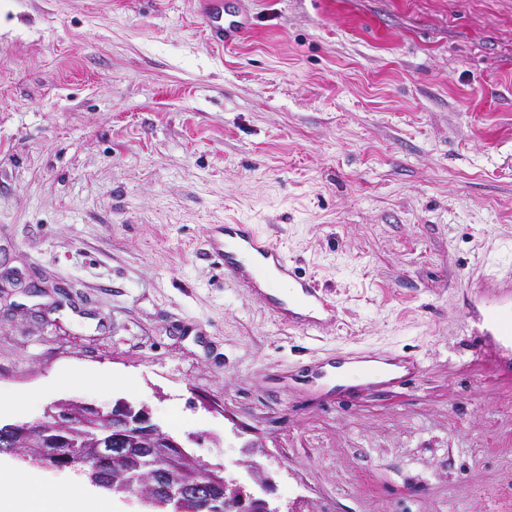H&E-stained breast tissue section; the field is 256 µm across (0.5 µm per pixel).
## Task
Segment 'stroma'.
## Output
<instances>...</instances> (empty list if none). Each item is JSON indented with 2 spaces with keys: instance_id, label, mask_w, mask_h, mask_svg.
<instances>
[{
  "instance_id": "1",
  "label": "stroma",
  "mask_w": 512,
  "mask_h": 512,
  "mask_svg": "<svg viewBox=\"0 0 512 512\" xmlns=\"http://www.w3.org/2000/svg\"><path fill=\"white\" fill-rule=\"evenodd\" d=\"M0 0V422L126 399L284 512H512V0ZM254 224L334 301L280 323L207 254ZM402 386L323 384L337 353ZM200 17L210 39L222 46L224 41L233 40L243 31L242 22L239 20H230L227 24L224 23L223 0H204ZM478 288H490L476 293L474 307L479 312L473 328L474 336H500L512 342V285L495 275H485ZM356 360L368 362L350 363L344 361L336 367L327 366V370L331 376L335 374V382L332 385L354 386L367 382H385L393 379L402 373V369L393 365H401L407 369V372L392 380L389 384L403 383L410 380L421 371V361L413 356L405 357L404 360L395 359L392 364L384 361H369L371 357H363L359 355L352 356Z\"/></svg>"
}]
</instances>
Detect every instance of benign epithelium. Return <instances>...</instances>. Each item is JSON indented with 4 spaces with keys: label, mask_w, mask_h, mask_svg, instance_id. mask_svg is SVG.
Here are the masks:
<instances>
[{
    "label": "benign epithelium",
    "mask_w": 512,
    "mask_h": 512,
    "mask_svg": "<svg viewBox=\"0 0 512 512\" xmlns=\"http://www.w3.org/2000/svg\"><path fill=\"white\" fill-rule=\"evenodd\" d=\"M94 420V432L78 438L73 428ZM5 429L34 433L45 447L32 454L26 448H3L32 464L48 468H70L88 476L107 490L118 489L143 498L159 509L184 512L187 502H195L203 512L217 504L212 489L224 488L219 474H227L224 464L201 461L182 441L165 432L152 420L147 407L138 408L119 399L105 410L83 401H57L47 407L38 422H13ZM143 457L147 465H122L128 452ZM247 472L258 491H250L237 477H230V491L224 492L226 512H283L266 497L272 480L261 466Z\"/></svg>",
    "instance_id": "7a95c632"
}]
</instances>
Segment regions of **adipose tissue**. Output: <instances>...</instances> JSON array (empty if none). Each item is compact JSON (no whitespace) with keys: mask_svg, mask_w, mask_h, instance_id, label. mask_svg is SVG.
<instances>
[{"mask_svg":"<svg viewBox=\"0 0 512 512\" xmlns=\"http://www.w3.org/2000/svg\"><path fill=\"white\" fill-rule=\"evenodd\" d=\"M399 367L382 361L342 362L334 369L335 382L354 386L367 382H385L399 375ZM19 475L15 466L0 461V512H117L113 499L98 492L77 487L69 481L47 488L38 474L24 475L25 487H16Z\"/></svg>","mask_w":512,"mask_h":512,"instance_id":"ef3b65f1","label":"adipose tissue"}]
</instances>
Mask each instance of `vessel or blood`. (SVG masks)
Listing matches in <instances>:
<instances>
[{"mask_svg": "<svg viewBox=\"0 0 512 512\" xmlns=\"http://www.w3.org/2000/svg\"><path fill=\"white\" fill-rule=\"evenodd\" d=\"M202 23L211 40L224 43L243 31L241 21L224 19V0H203L200 11ZM210 254L223 266L225 274L241 285L257 287L259 280L273 279L288 284L290 301L273 300L270 309L275 317L289 326H317V319H301L294 304L324 312L333 311V304L323 295L315 278L294 267L285 250L260 234L252 224H222L217 237L209 241ZM482 289L474 298L479 315L473 328L477 336H498L512 339V283L496 276H483Z\"/></svg>", "mask_w": 512, "mask_h": 512, "instance_id": "vessel-or-blood-1", "label": "vessel or blood"}]
</instances>
